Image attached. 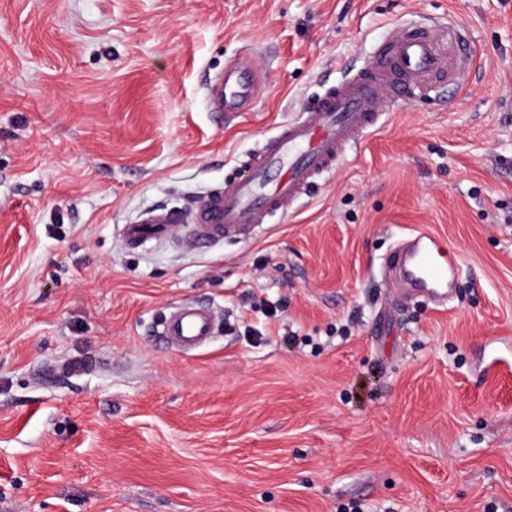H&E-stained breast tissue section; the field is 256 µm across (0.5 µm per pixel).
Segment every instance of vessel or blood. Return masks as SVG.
<instances>
[{
  "instance_id": "1",
  "label": "vessel or blood",
  "mask_w": 512,
  "mask_h": 512,
  "mask_svg": "<svg viewBox=\"0 0 512 512\" xmlns=\"http://www.w3.org/2000/svg\"><path fill=\"white\" fill-rule=\"evenodd\" d=\"M466 39L456 27H417L397 23L380 45L375 61L347 74L315 95L297 116L278 126L222 190L196 213L199 241L245 236L251 225L287 216L349 151L384 124L393 101L414 103L430 97L440 80L463 88L461 57ZM263 81L250 62L237 63L209 89L217 111L248 110ZM179 220L165 210L123 227L127 243L166 238ZM446 236L417 229L389 256L386 267L401 283L439 303L448 301V274L456 266ZM208 307L185 305L161 321V336L174 347L192 348L213 336Z\"/></svg>"
}]
</instances>
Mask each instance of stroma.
Listing matches in <instances>:
<instances>
[{"instance_id": "1", "label": "stroma", "mask_w": 512, "mask_h": 512, "mask_svg": "<svg viewBox=\"0 0 512 512\" xmlns=\"http://www.w3.org/2000/svg\"><path fill=\"white\" fill-rule=\"evenodd\" d=\"M452 20L449 99L389 106L288 218L187 221L392 24ZM246 58L247 112L207 92ZM167 209L170 238L123 225ZM418 227L447 308L382 263ZM205 304L182 353L155 329ZM512 512V0H0V512Z\"/></svg>"}]
</instances>
